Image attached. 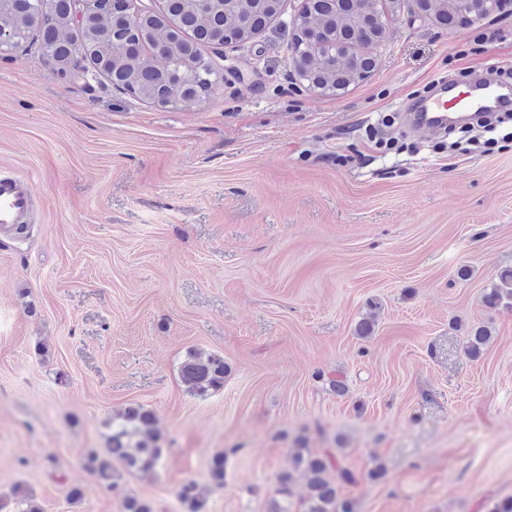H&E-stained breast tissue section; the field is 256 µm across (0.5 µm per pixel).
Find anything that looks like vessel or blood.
I'll use <instances>...</instances> for the list:
<instances>
[{"label": "vessel or blood", "mask_w": 512, "mask_h": 512, "mask_svg": "<svg viewBox=\"0 0 512 512\" xmlns=\"http://www.w3.org/2000/svg\"><path fill=\"white\" fill-rule=\"evenodd\" d=\"M512 104V96L501 93L490 82H476L467 86L452 82L446 95L423 100L413 115L417 128L435 130L446 126L448 112H491ZM35 203V188L31 181L11 176H0V230L17 226L31 217Z\"/></svg>", "instance_id": "vessel-or-blood-1"}]
</instances>
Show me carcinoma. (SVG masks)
<instances>
[{"label": "carcinoma", "mask_w": 512, "mask_h": 512, "mask_svg": "<svg viewBox=\"0 0 512 512\" xmlns=\"http://www.w3.org/2000/svg\"><path fill=\"white\" fill-rule=\"evenodd\" d=\"M439 11L448 29L454 30L462 25L456 0H440ZM164 12L167 24L155 26L156 38L164 39L176 30L201 45L218 28L238 33V22L242 17L249 18L256 32L264 30L272 20L262 0H235L230 6L226 5L225 0H213L206 14L197 11L194 0H165ZM351 18L352 9L347 0H307L299 12L293 37L295 48L309 57L332 59L344 54L348 48L354 50L372 45L367 32L356 28ZM322 23L329 32L336 33V42L316 45L303 39V33L311 26ZM1 30L16 34L21 42L27 41L29 35L36 32L41 55L55 62L68 58L67 50L56 39V28L38 20L32 0H0ZM95 41L99 53L111 62L112 83L129 88L144 99L164 91L151 57L142 50H127V38L123 33L102 31ZM176 60L187 78L201 86L206 85L207 73L201 68L204 63L202 56L188 58L180 55ZM484 300L491 308L501 305L512 308V267L497 273ZM490 338L491 335L482 327L470 330L466 351L474 358L479 357ZM227 373L224 357L196 349L186 353L179 370L186 390L196 395L223 389ZM153 421L152 411L140 406L129 408L119 419L112 420L106 455L90 454L85 462L86 468L103 483L114 477L113 464L116 462L128 471L148 472L155 469L160 462L162 448ZM292 459L294 469L304 473L308 479L307 497L301 500L299 512H355L354 503L340 497L338 486L356 483L357 476L341 466L332 453L319 454L302 446L293 449ZM225 461L222 454L210 461L209 488L212 490L224 488ZM293 481L291 472L279 477L276 494L268 502V512H293ZM179 497L187 506V512H202L205 506V495L194 481L181 488Z\"/></svg>", "instance_id": "carcinoma-1"}]
</instances>
